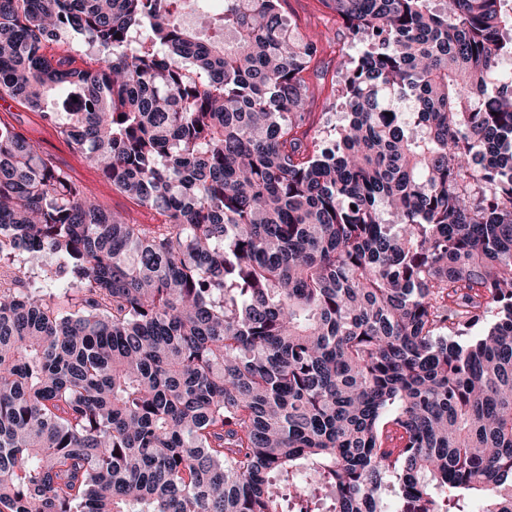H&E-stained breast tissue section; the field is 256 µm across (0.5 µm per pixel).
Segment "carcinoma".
<instances>
[{
    "label": "carcinoma",
    "instance_id": "cac0c4a2",
    "mask_svg": "<svg viewBox=\"0 0 512 512\" xmlns=\"http://www.w3.org/2000/svg\"><path fill=\"white\" fill-rule=\"evenodd\" d=\"M283 2L0 0V98L160 216L0 120V512H512V0H323L313 137ZM283 10L301 30L316 33L326 46L330 45L321 55L317 68L305 75L308 85L315 93L313 112H317L318 120L320 112H335L331 109L335 101L331 94L332 82L338 80L337 72L341 60L347 54H353L356 48L346 41L345 30L336 20V16L319 0H286ZM3 116L11 120L27 137L39 141L43 149L64 165L73 178L92 190L104 206L119 211L133 209L129 200L112 192V187L102 179L100 173L73 151L55 129L43 122L36 113L5 97L0 99V117Z\"/></svg>",
    "mask_w": 512,
    "mask_h": 512
}]
</instances>
